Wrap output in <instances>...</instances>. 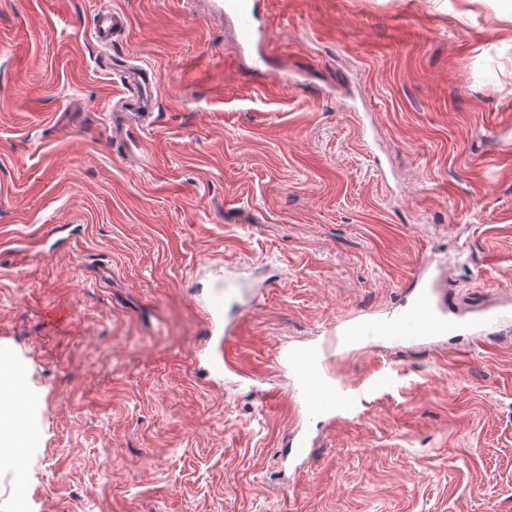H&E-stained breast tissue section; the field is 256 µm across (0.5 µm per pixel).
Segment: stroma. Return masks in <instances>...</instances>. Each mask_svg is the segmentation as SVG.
<instances>
[{
	"mask_svg": "<svg viewBox=\"0 0 512 512\" xmlns=\"http://www.w3.org/2000/svg\"><path fill=\"white\" fill-rule=\"evenodd\" d=\"M224 2L0 0V512H512L511 326L334 340L426 259L458 322L512 298V0H261L259 70ZM317 338L356 420L297 408Z\"/></svg>",
	"mask_w": 512,
	"mask_h": 512,
	"instance_id": "stroma-1",
	"label": "stroma"
}]
</instances>
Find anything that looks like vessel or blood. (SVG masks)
<instances>
[{"mask_svg": "<svg viewBox=\"0 0 512 512\" xmlns=\"http://www.w3.org/2000/svg\"><path fill=\"white\" fill-rule=\"evenodd\" d=\"M235 13L240 36L246 47H260L271 38L269 29L258 24L254 0H228ZM455 321L440 308L436 291L418 287L402 309L379 317L349 322L342 334L351 344L378 346L383 342L410 343L454 334ZM280 359L292 376L299 405L310 418L336 417L352 404L351 396L342 394L320 369V349L311 344L285 351Z\"/></svg>", "mask_w": 512, "mask_h": 512, "instance_id": "vessel-or-blood-1", "label": "vessel or blood"}]
</instances>
